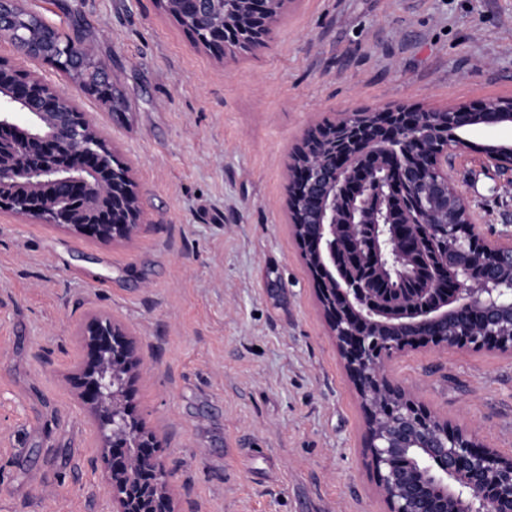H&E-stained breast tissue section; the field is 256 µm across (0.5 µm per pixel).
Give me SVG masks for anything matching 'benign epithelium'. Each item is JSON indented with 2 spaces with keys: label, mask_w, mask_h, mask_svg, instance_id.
<instances>
[{
  "label": "benign epithelium",
  "mask_w": 512,
  "mask_h": 512,
  "mask_svg": "<svg viewBox=\"0 0 512 512\" xmlns=\"http://www.w3.org/2000/svg\"><path fill=\"white\" fill-rule=\"evenodd\" d=\"M198 43L266 47L282 0H235L247 24L221 23L219 0H160ZM24 0H0V214L125 239L142 208L136 183L73 96L32 75L42 58L83 93L113 104L106 65ZM433 122L403 108L340 112L309 127L288 166V221L366 415L378 491L389 512H512V455L485 445L417 402L386 373L408 346L512 353V233L488 242L473 231L471 201L448 176L476 126L512 124V102L459 107ZM512 171V145L483 148ZM81 358L70 373L96 429L112 512H175L173 470L139 417L141 364L130 331L91 314L77 326Z\"/></svg>",
  "instance_id": "obj_1"
}]
</instances>
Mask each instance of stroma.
Instances as JSON below:
<instances>
[{
  "label": "stroma",
  "instance_id": "stroma-1",
  "mask_svg": "<svg viewBox=\"0 0 512 512\" xmlns=\"http://www.w3.org/2000/svg\"><path fill=\"white\" fill-rule=\"evenodd\" d=\"M70 8L127 101L77 95L132 168L143 222L93 239L0 215V512H112L69 372L78 324L111 315L142 359L134 403L163 440L179 512H388L366 417L288 223V154L336 113L512 100V0H285L266 47L232 66L158 0ZM450 170L486 239L512 188L479 128ZM390 379L512 454V354L409 348Z\"/></svg>",
  "mask_w": 512,
  "mask_h": 512
}]
</instances>
